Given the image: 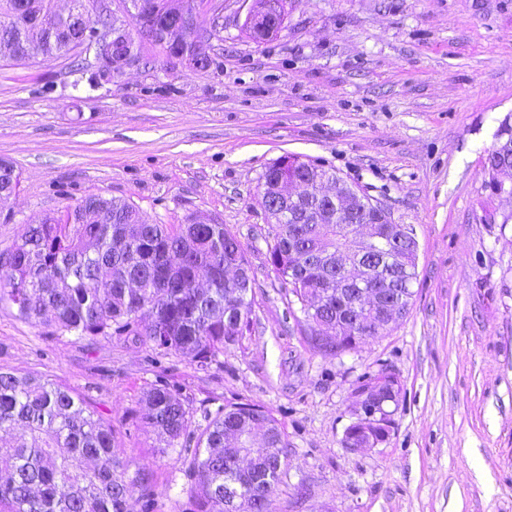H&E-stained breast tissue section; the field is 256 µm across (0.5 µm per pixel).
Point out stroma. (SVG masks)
Listing matches in <instances>:
<instances>
[{
  "label": "stroma",
  "instance_id": "1",
  "mask_svg": "<svg viewBox=\"0 0 512 512\" xmlns=\"http://www.w3.org/2000/svg\"><path fill=\"white\" fill-rule=\"evenodd\" d=\"M224 0L208 69L144 46L139 66L89 86L68 60H0V159L20 175L0 204V254L28 225L90 196L154 224L210 214L245 247L255 325L208 370L134 338L89 342L0 303V367L45 374L110 419L114 452L150 479L154 512H182L178 449L142 425L159 377L193 429L220 407L270 409L288 448L277 512H512V200L484 164L512 113V0H289L255 44ZM334 168L418 240L415 296L389 330L340 356L307 342L269 262L261 177L286 155ZM401 392L388 440L342 438L364 375Z\"/></svg>",
  "mask_w": 512,
  "mask_h": 512
}]
</instances>
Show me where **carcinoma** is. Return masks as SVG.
Wrapping results in <instances>:
<instances>
[{
  "mask_svg": "<svg viewBox=\"0 0 512 512\" xmlns=\"http://www.w3.org/2000/svg\"><path fill=\"white\" fill-rule=\"evenodd\" d=\"M50 0H0V41L14 40L30 48L36 64L70 59L75 71L92 86L109 81L124 47L99 51V66L86 70L75 47L84 34L88 0H73L75 20L56 30L39 27V15ZM278 11L264 14L247 28L255 42L281 27L284 0ZM137 13L128 41L147 42L163 56L175 52L150 34H161L172 23L169 0H132ZM512 163V115L502 120L497 141L486 162V179L494 168ZM305 176L320 183L338 180L336 171L314 160L288 157V166L270 165L263 180L280 176ZM19 184L14 166L0 160V191ZM91 210L95 224L81 223ZM153 224L139 217L131 203L119 198L89 197L67 208L57 218L31 224L7 252L9 266L0 270V302L16 307L27 320L46 321L61 335L79 339L137 336L156 354L183 356L205 370L218 361L224 348L251 330L252 302L236 298L252 290L254 278L239 284L224 281V265L251 266L244 246L222 224ZM389 214L375 205L358 217L360 224H387ZM273 244L269 258L297 301H310L316 289L336 287L335 273L321 264L319 253L345 245L348 224H295L289 219L270 224ZM417 247L402 246L397 259L382 264L390 278L401 310L408 311L414 296ZM190 278H203V288H185ZM362 285L350 283L345 300L331 298L320 308L305 310L308 322L328 320L337 325L334 339L310 329V347L324 355H341L354 349V320L362 313L350 302ZM144 423L167 448L181 447L185 473L192 480L183 512H275L276 486L281 481L278 460L254 457L248 472L236 470L232 438L225 430L244 432L260 419L269 431V447H288L287 435L273 413L257 404L242 403L207 416L199 434L191 430L192 415L179 388L161 378L143 397ZM25 437L0 446V512H129L128 502L139 495L151 509L145 479L129 476V463L116 457L111 422L72 390L48 378L0 370V434L16 428ZM68 449L61 455L58 449ZM233 480L239 499L224 508V480Z\"/></svg>",
  "mask_w": 512,
  "mask_h": 512,
  "instance_id": "cac0c4a2",
  "label": "carcinoma"
}]
</instances>
